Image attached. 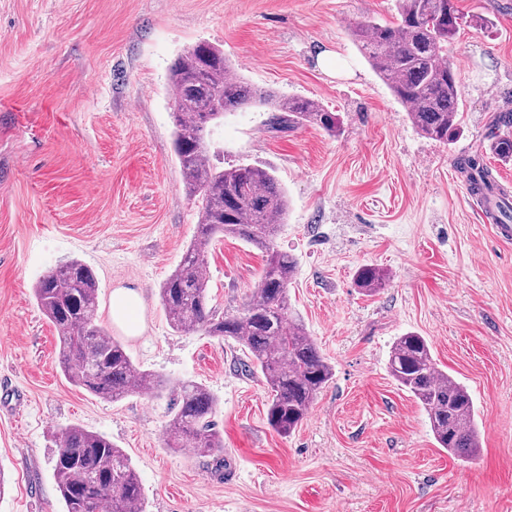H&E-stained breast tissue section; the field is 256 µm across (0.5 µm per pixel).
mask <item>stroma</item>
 Returning a JSON list of instances; mask_svg holds the SVG:
<instances>
[{
    "label": "stroma",
    "mask_w": 512,
    "mask_h": 512,
    "mask_svg": "<svg viewBox=\"0 0 512 512\" xmlns=\"http://www.w3.org/2000/svg\"><path fill=\"white\" fill-rule=\"evenodd\" d=\"M462 134L422 136L350 29L395 21L399 0H0V512H64L55 439L78 425L129 457L147 512H512V238L470 203L457 161L493 151L512 113V0H454ZM484 25H475V17ZM207 42L236 76L335 112L331 135L272 124V106L227 114L206 139L220 167L272 170L288 196L275 244L297 268L288 301L333 379L293 434L268 423L261 372L235 341L175 332L159 288L196 233L198 209L173 151L167 86L183 50ZM330 51L337 69L317 60ZM78 259L99 284L98 319L162 396L119 401L63 375L35 280ZM218 312L236 313L265 254L236 237L205 255ZM387 270L377 294L361 268ZM142 297L140 335L110 315L112 292ZM414 332L466 386L482 448H438L421 406L389 376L390 347ZM204 385L224 452L169 448L173 389Z\"/></svg>",
    "instance_id": "1"
}]
</instances>
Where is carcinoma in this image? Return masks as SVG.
I'll list each match as a JSON object with an SVG mask.
<instances>
[{
  "label": "carcinoma",
  "mask_w": 512,
  "mask_h": 512,
  "mask_svg": "<svg viewBox=\"0 0 512 512\" xmlns=\"http://www.w3.org/2000/svg\"><path fill=\"white\" fill-rule=\"evenodd\" d=\"M454 0H402L397 21L359 23L354 41L394 96L408 108L425 137L450 144L462 134L459 87L449 46L460 30ZM173 148L191 195L198 198L196 235L181 263L159 288L171 327L204 331L231 339L251 356L270 388L267 419L283 436L306 419L333 367L322 356L304 324L292 316L288 284L295 259L275 248L278 228L288 216V199L266 168H218L205 141L206 128L239 109L273 104L279 122L311 124L334 134L336 114L302 97H274L234 77L224 51L208 43L187 49L168 77ZM495 153L512 158V136H495ZM469 186L494 201L496 223L512 220L508 194L476 157L459 159ZM225 236L238 237L267 253L257 288L235 314H216L208 302L209 274L204 253ZM387 275L375 267L359 270L356 284L373 294ZM38 307L54 325L65 377L103 399L117 401L137 391L160 395L169 382L139 369L124 345L99 323V288L93 270L71 259L41 276L33 286ZM387 369L424 409L439 447L472 459L479 450L475 407L468 389L441 370L429 342L407 332L391 347ZM216 398L205 387L185 381L168 425L169 445L199 456L224 452V437L211 420ZM54 477L66 512H145L141 484L128 456L106 436L71 426L57 435Z\"/></svg>",
  "instance_id": "cac0c4a2"
}]
</instances>
